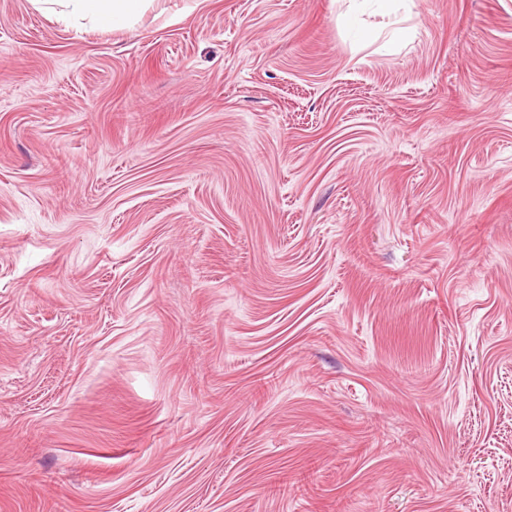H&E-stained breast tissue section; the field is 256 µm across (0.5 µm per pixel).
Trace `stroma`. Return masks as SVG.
Returning <instances> with one entry per match:
<instances>
[{
	"label": "stroma",
	"instance_id": "obj_1",
	"mask_svg": "<svg viewBox=\"0 0 512 512\" xmlns=\"http://www.w3.org/2000/svg\"><path fill=\"white\" fill-rule=\"evenodd\" d=\"M0 512H512V0H0ZM154 0H31L35 8L66 24L115 27L136 20Z\"/></svg>",
	"mask_w": 512,
	"mask_h": 512
}]
</instances>
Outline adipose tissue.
Here are the masks:
<instances>
[{
	"mask_svg": "<svg viewBox=\"0 0 512 512\" xmlns=\"http://www.w3.org/2000/svg\"><path fill=\"white\" fill-rule=\"evenodd\" d=\"M39 11L64 23L86 22L94 27H118L136 20L150 0H32Z\"/></svg>",
	"mask_w": 512,
	"mask_h": 512,
	"instance_id": "ef3b65f1",
	"label": "adipose tissue"
}]
</instances>
